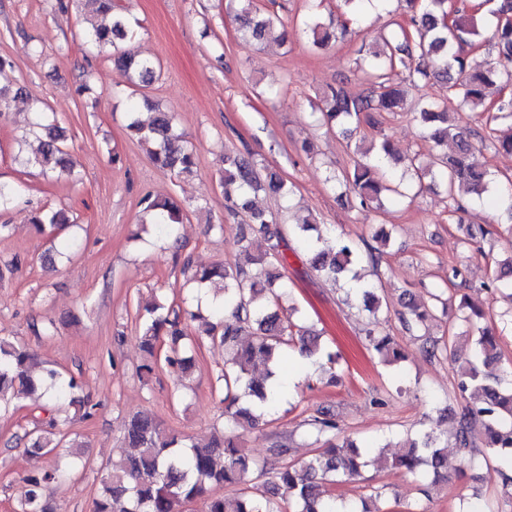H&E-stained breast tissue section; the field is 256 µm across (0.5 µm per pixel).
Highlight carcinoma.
I'll return each mask as SVG.
<instances>
[{"mask_svg":"<svg viewBox=\"0 0 512 512\" xmlns=\"http://www.w3.org/2000/svg\"><path fill=\"white\" fill-rule=\"evenodd\" d=\"M84 13L90 16L87 42L98 51H107L112 62L133 70L138 86L148 87L157 78L155 63L138 59L126 44L134 32L128 21L116 10V0H76ZM239 3L235 21L239 28L260 44L287 41V30L278 14L269 9L260 10L253 0H228V8ZM373 0H344L347 20L335 27L325 24L315 15L305 21L306 32L313 45L323 47L336 39V30L347 32V23L365 15V5ZM412 8L407 25L383 41L381 48L371 52L368 70L364 71L367 91L351 96L341 85H327L311 103L317 121L329 128L338 126L349 132L347 126L363 121L375 127L388 116L411 111L406 91L386 80L387 72L401 69L406 81L413 87H425L442 80L451 86L463 88L462 101L469 110H482L486 123L512 122V99L487 103V88L497 82L512 81V0H496L492 14L497 18L491 51L499 57L488 70L470 71L464 47L475 46L479 35L475 15L460 0H409ZM414 118L428 130V138L438 147L456 146V155L436 152L424 163H410L399 178H386L381 164L393 155L394 148L384 139L378 145L361 152V160L342 175L345 191L353 194L356 207L366 209L380 203L382 192H399L408 183L423 185L427 178L439 179L445 186L453 211L462 208L466 196H481L494 182L495 174L488 168L476 170L466 163L474 149L473 138L478 137L495 152L512 154V132L496 135V129L482 133L463 122L458 113L431 101H419ZM32 125L42 140L25 164L45 173L71 172L66 160V135L55 116L36 110ZM129 129L138 135L151 160L159 167L176 175L193 173L194 154L183 134L176 130L172 113L156 108L150 117L142 120L131 110ZM264 190L274 196L286 197L290 187L276 171L264 167L259 172L249 153L224 152V198L228 216L235 218L245 213V223L238 225L237 242L242 259L232 265L202 266L186 256L181 261L183 275L199 286L221 283L223 300L204 313L182 308L174 301L153 300L139 313L142 321L140 347L149 362L141 366L149 376L155 366L162 364L181 376L183 386L190 387L194 352L202 339L224 348L227 358L217 372L219 393L223 394V415L231 422L229 430H217L210 441L199 444L190 437L165 427L162 422L136 415L126 421L119 439V453L112 459L101 477L95 500V512H178V507L195 503L200 512H336V501L323 488L322 480L334 475L344 480L361 476L367 466L361 447L345 438L342 444L332 443L336 437L334 415L319 410L309 416L317 441L326 448L310 459L299 463L288 460V441L273 438L269 459L262 464L252 462L243 448L239 430L268 424L267 417L276 405L278 395L273 386L257 381L252 369L258 363L277 365L290 347L299 346L309 359L336 364V354L327 350L320 336L297 328L289 306V314L280 312L282 303L290 299L286 284L275 287L282 278L280 268L288 258L289 239L279 228L277 216L253 206L247 200L251 191ZM22 192V185L0 182V209L12 205ZM143 212L151 223L171 231L181 223L183 208L169 199H155L149 195L141 200ZM32 222L36 231L51 233L65 227L68 218L61 212H35ZM291 235L304 242L312 252L311 266L323 276L334 278L351 270L360 261L357 245L340 237L335 247L322 249L318 242L323 234L320 222L310 215L294 225ZM448 286H468L466 266L448 265ZM479 290L495 293L508 291L512 299V254L500 260L488 280L478 285ZM364 307L375 312L380 309L374 287L367 284L357 293ZM433 303L409 302L400 312L405 332L412 334L427 326L435 317L437 304H446L442 294H431ZM483 313L473 304L463 303L460 320L467 324L465 337L471 339L475 360L460 366L456 387L469 394L471 403L465 408L453 432L454 444L463 457L475 452L472 424L483 427L484 445L489 455L499 461L502 491L512 498V369L495 370L501 363L499 335L495 329L478 325ZM365 336L374 351L385 362L397 365L404 361L402 347L391 336H381L376 328L367 327ZM81 382L73 375L64 376L46 367L25 346L0 337V401L30 397L45 403H69L84 410L86 405L76 397ZM57 426L55 419L40 428L36 434L25 433L36 455L43 448H56L50 438ZM448 441L441 440L433 431L420 434L408 441L403 454L391 459V466L411 474L430 471L434 479L445 470ZM85 466L79 452L72 453L68 468L49 464L24 478V486L17 501L16 512H52L47 497L49 487L67 472ZM234 487L236 496L228 498L216 488Z\"/></svg>","mask_w":512,"mask_h":512,"instance_id":"1","label":"carcinoma"}]
</instances>
